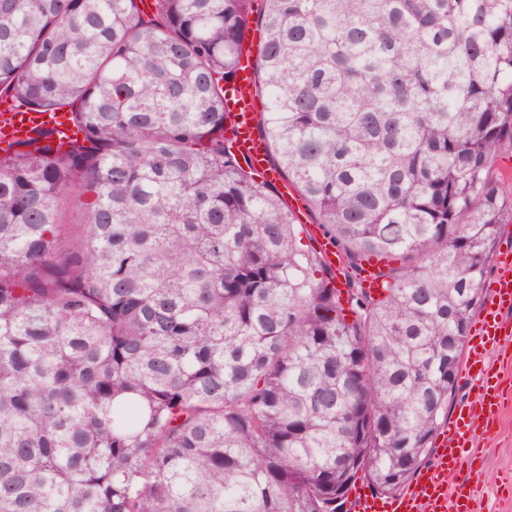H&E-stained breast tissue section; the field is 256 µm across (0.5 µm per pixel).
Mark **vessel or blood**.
I'll list each match as a JSON object with an SVG mask.
<instances>
[{
  "label": "vessel or blood",
  "instance_id": "b4317fda",
  "mask_svg": "<svg viewBox=\"0 0 512 512\" xmlns=\"http://www.w3.org/2000/svg\"><path fill=\"white\" fill-rule=\"evenodd\" d=\"M252 79L251 58L242 55L235 81L225 88L224 105L232 114L226 136L258 177L278 185L281 176L270 162L266 142L255 131L258 107ZM46 132L54 146L63 149L77 138L68 112H1L0 152L11 151L20 142L40 147ZM462 377L478 397L458 404L430 464L406 490L390 498L355 486L349 496L351 512H478L477 441L494 427L504 393L512 389V243L497 256V273L470 336Z\"/></svg>",
  "mask_w": 512,
  "mask_h": 512
}]
</instances>
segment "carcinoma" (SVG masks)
Listing matches in <instances>:
<instances>
[{"label": "carcinoma", "instance_id": "obj_1", "mask_svg": "<svg viewBox=\"0 0 512 512\" xmlns=\"http://www.w3.org/2000/svg\"><path fill=\"white\" fill-rule=\"evenodd\" d=\"M254 3L0 0V98L82 133L0 154V512H338L431 455L512 215V0ZM252 24L270 161L375 295L227 143ZM307 230L309 232V235L317 242L319 251H321L327 264L333 270H335L336 267H338V266H336L337 256H336V250L334 249L335 247L331 243H329V241L324 237L322 229L318 225L308 224ZM301 236L304 237V240H303L304 243L310 244L311 246H313L315 249L318 250V247L314 241H309L305 237V234H302Z\"/></svg>", "mask_w": 512, "mask_h": 512}]
</instances>
